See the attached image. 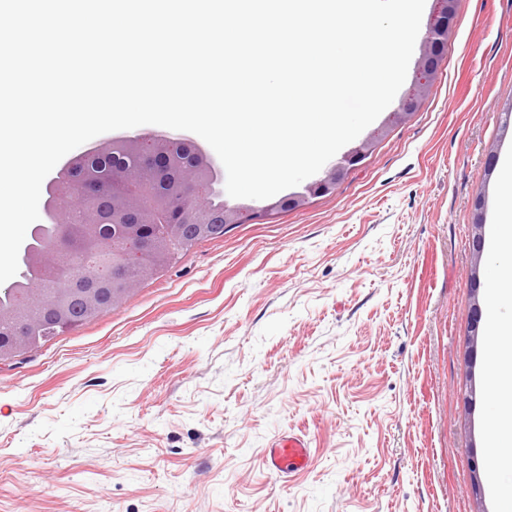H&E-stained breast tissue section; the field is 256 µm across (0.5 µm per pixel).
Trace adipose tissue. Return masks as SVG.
<instances>
[{
	"label": "adipose tissue",
	"mask_w": 512,
	"mask_h": 512,
	"mask_svg": "<svg viewBox=\"0 0 512 512\" xmlns=\"http://www.w3.org/2000/svg\"><path fill=\"white\" fill-rule=\"evenodd\" d=\"M499 207L489 251L495 256L488 287L487 455L501 512H512V157L498 168Z\"/></svg>",
	"instance_id": "obj_1"
}]
</instances>
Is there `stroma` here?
<instances>
[{"label":"stroma","instance_id":"stroma-1","mask_svg":"<svg viewBox=\"0 0 512 512\" xmlns=\"http://www.w3.org/2000/svg\"><path fill=\"white\" fill-rule=\"evenodd\" d=\"M511 114L512 0H458L428 98L333 194L0 361V512H497L470 490L485 341L464 355ZM289 430L314 456L285 483L261 457Z\"/></svg>","mask_w":512,"mask_h":512}]
</instances>
